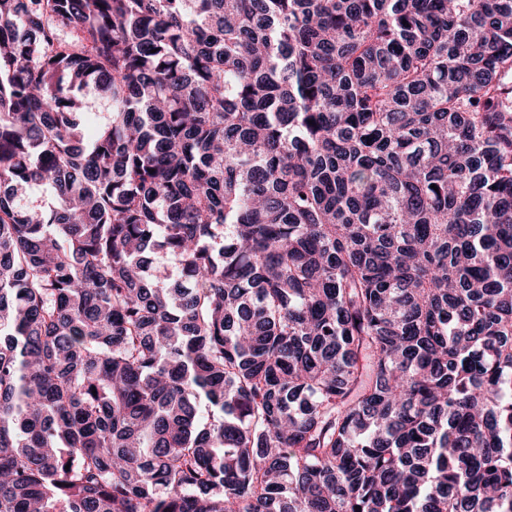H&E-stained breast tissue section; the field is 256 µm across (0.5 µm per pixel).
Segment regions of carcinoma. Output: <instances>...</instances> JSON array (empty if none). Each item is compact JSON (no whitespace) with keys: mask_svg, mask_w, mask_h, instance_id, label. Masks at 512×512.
<instances>
[{"mask_svg":"<svg viewBox=\"0 0 512 512\" xmlns=\"http://www.w3.org/2000/svg\"><path fill=\"white\" fill-rule=\"evenodd\" d=\"M0 512H512V0H0Z\"/></svg>","mask_w":512,"mask_h":512,"instance_id":"obj_1","label":"carcinoma"}]
</instances>
